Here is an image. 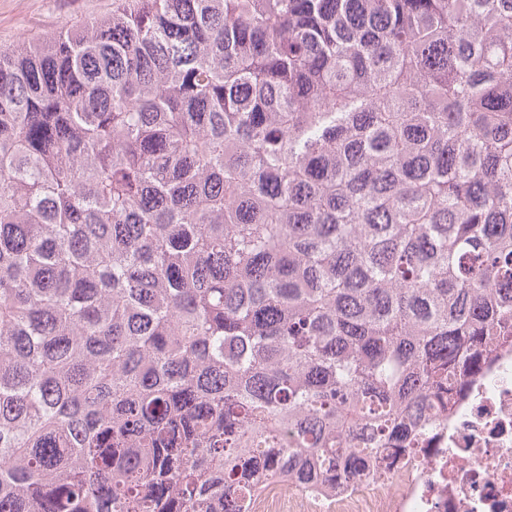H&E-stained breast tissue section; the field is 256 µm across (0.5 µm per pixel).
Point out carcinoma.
I'll list each match as a JSON object with an SVG mask.
<instances>
[{
    "instance_id": "cac0c4a2",
    "label": "carcinoma",
    "mask_w": 512,
    "mask_h": 512,
    "mask_svg": "<svg viewBox=\"0 0 512 512\" xmlns=\"http://www.w3.org/2000/svg\"><path fill=\"white\" fill-rule=\"evenodd\" d=\"M511 341L512 0H112L0 49V512L353 480Z\"/></svg>"
}]
</instances>
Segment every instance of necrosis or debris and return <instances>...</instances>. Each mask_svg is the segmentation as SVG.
I'll list each match as a JSON object with an SVG mask.
<instances>
[{
	"label": "necrosis or debris",
	"instance_id": "1",
	"mask_svg": "<svg viewBox=\"0 0 512 512\" xmlns=\"http://www.w3.org/2000/svg\"><path fill=\"white\" fill-rule=\"evenodd\" d=\"M252 512H512V346L483 363L420 447L386 449L331 488L264 478Z\"/></svg>",
	"mask_w": 512,
	"mask_h": 512
}]
</instances>
